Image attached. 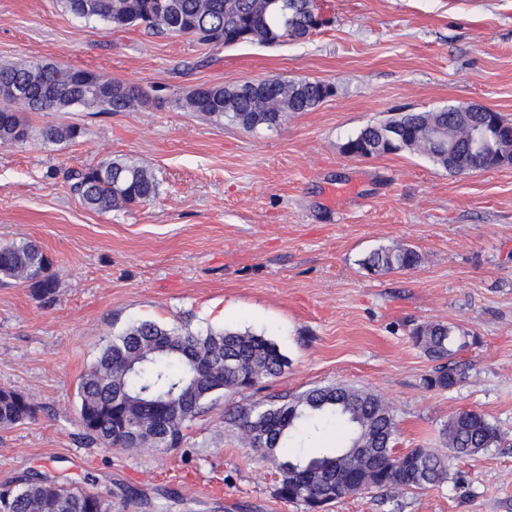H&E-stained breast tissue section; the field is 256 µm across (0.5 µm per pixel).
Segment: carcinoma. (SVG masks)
I'll list each match as a JSON object with an SVG mask.
<instances>
[{
	"label": "carcinoma",
	"mask_w": 512,
	"mask_h": 512,
	"mask_svg": "<svg viewBox=\"0 0 512 512\" xmlns=\"http://www.w3.org/2000/svg\"><path fill=\"white\" fill-rule=\"evenodd\" d=\"M71 14L102 21L116 31L141 27L154 34L190 35L215 47L245 43L277 44L312 35L321 25L317 0H63ZM59 65L23 61L0 65V143L23 142L29 128L22 113L49 112L38 106L57 81ZM88 80L73 83L69 106L88 112H126L144 92L107 79L108 91L91 86L98 72L85 69ZM333 94L317 80L268 78L238 85H201L184 107L217 120L227 119L245 131L280 125L289 112H309ZM468 121L486 130L485 138L463 155L448 160V148H438L427 136L441 128L460 141L465 131L450 112H403L369 125L342 145L353 157L381 156L401 151L421 153L433 164L456 174L498 167L501 129L484 112ZM82 135L74 125L46 124V143L71 142ZM82 203L96 212L146 204L160 193V182L148 168L127 159L107 158L75 174ZM422 257L409 247H379L361 260L371 275L416 268ZM51 261L31 240L0 245V278L21 280L43 300L57 292ZM415 345L440 363L425 379L427 388L445 391L458 383L446 360L459 349L454 327L428 322L414 327ZM287 366L277 345L263 334L235 329L195 331L152 321L128 325L112 336L79 385L78 424L84 438L107 448L173 450L183 443V430L219 392L240 393ZM36 405L23 394L0 390V426L34 417ZM245 444L275 464L281 499L309 505L323 479L336 486V498L371 489L396 492L423 490L448 480L445 460L434 448H394L397 420L378 394L341 383L313 387L299 394H275L250 407H236L226 417ZM334 425L343 431V444L332 451L279 459L277 449L265 448L262 436L283 445L301 431H321ZM445 446L457 457H471L498 445L501 433L483 414L461 411L443 428ZM0 512H112V505L79 487L68 489L54 481L21 478L0 489Z\"/></svg>",
	"instance_id": "carcinoma-1"
}]
</instances>
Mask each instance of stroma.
I'll return each mask as SVG.
<instances>
[{
	"instance_id": "stroma-1",
	"label": "stroma",
	"mask_w": 512,
	"mask_h": 512,
	"mask_svg": "<svg viewBox=\"0 0 512 512\" xmlns=\"http://www.w3.org/2000/svg\"><path fill=\"white\" fill-rule=\"evenodd\" d=\"M302 41L215 49L188 35L112 30L62 0H0V64L42 60L149 90L128 112L28 113L35 131L75 124L72 142L0 146V244L37 242L59 278L53 301L0 283V389L35 418L0 427V486L36 473L85 488L112 512H306L278 472L224 422L265 395L343 383L380 395L397 451L442 448L457 411L483 413L503 442L448 456L447 482L377 490L322 512H512V165L458 175L427 158L345 155L367 125L404 111L478 103L512 121V0H319ZM270 77L335 89L280 127L247 132L185 111L204 84ZM149 167L150 203L85 208L72 172L105 158ZM409 245L416 269L370 275L360 259ZM265 334L288 359L258 389L218 394L180 448L131 453L82 439L78 386L132 322ZM455 327L459 383L427 389L435 361L410 332Z\"/></svg>"
}]
</instances>
